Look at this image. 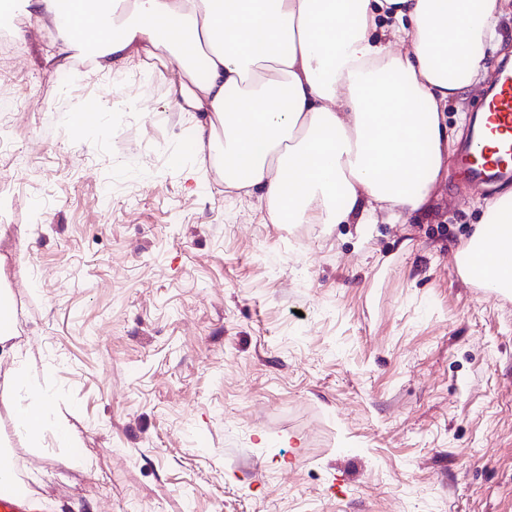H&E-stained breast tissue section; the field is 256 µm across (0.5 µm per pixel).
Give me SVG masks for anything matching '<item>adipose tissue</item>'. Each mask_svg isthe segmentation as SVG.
Here are the masks:
<instances>
[{
  "instance_id": "adipose-tissue-1",
  "label": "adipose tissue",
  "mask_w": 512,
  "mask_h": 512,
  "mask_svg": "<svg viewBox=\"0 0 512 512\" xmlns=\"http://www.w3.org/2000/svg\"><path fill=\"white\" fill-rule=\"evenodd\" d=\"M36 26L92 64L167 58L195 151L273 224H402L448 171L442 109L475 89L507 0H26ZM497 262H489L490 254ZM467 278L512 293V197L460 250Z\"/></svg>"
}]
</instances>
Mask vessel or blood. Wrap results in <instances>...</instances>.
I'll use <instances>...</instances> for the list:
<instances>
[{"label":"vessel or blood","instance_id":"1","mask_svg":"<svg viewBox=\"0 0 512 512\" xmlns=\"http://www.w3.org/2000/svg\"><path fill=\"white\" fill-rule=\"evenodd\" d=\"M483 113L482 137L467 144L460 155L463 175L478 187L512 181V68L500 69ZM0 512H26L17 480L0 482Z\"/></svg>","mask_w":512,"mask_h":512}]
</instances>
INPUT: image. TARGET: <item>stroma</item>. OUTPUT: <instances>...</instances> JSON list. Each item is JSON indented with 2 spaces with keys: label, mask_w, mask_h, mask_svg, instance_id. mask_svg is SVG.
Wrapping results in <instances>:
<instances>
[{
  "label": "stroma",
  "mask_w": 512,
  "mask_h": 512,
  "mask_svg": "<svg viewBox=\"0 0 512 512\" xmlns=\"http://www.w3.org/2000/svg\"><path fill=\"white\" fill-rule=\"evenodd\" d=\"M15 2L0 391L16 348L49 405L37 448L0 406L23 487L53 512H512V296L455 261L493 190L453 157L407 223H268L191 150L169 62L114 84Z\"/></svg>",
  "instance_id": "35a3bbf8"
}]
</instances>
